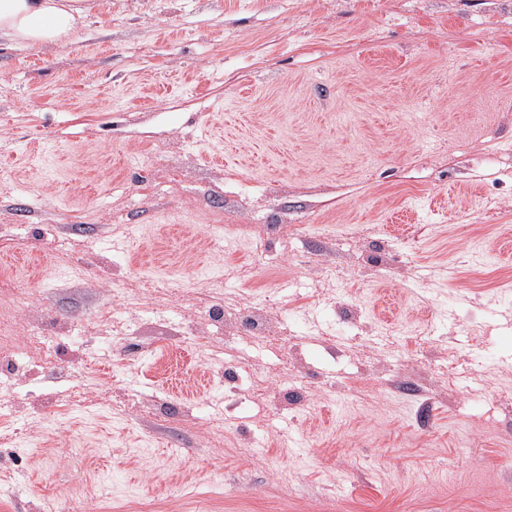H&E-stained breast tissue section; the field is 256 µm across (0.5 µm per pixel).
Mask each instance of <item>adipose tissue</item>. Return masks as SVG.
<instances>
[{
    "label": "adipose tissue",
    "mask_w": 512,
    "mask_h": 512,
    "mask_svg": "<svg viewBox=\"0 0 512 512\" xmlns=\"http://www.w3.org/2000/svg\"><path fill=\"white\" fill-rule=\"evenodd\" d=\"M88 11V0H0V44L64 43Z\"/></svg>",
    "instance_id": "adipose-tissue-1"
}]
</instances>
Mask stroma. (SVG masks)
I'll list each match as a JSON object with an SVG mask.
<instances>
[{"mask_svg": "<svg viewBox=\"0 0 512 512\" xmlns=\"http://www.w3.org/2000/svg\"><path fill=\"white\" fill-rule=\"evenodd\" d=\"M1 227L0 512H512V0H103Z\"/></svg>", "mask_w": 512, "mask_h": 512, "instance_id": "1", "label": "stroma"}]
</instances>
